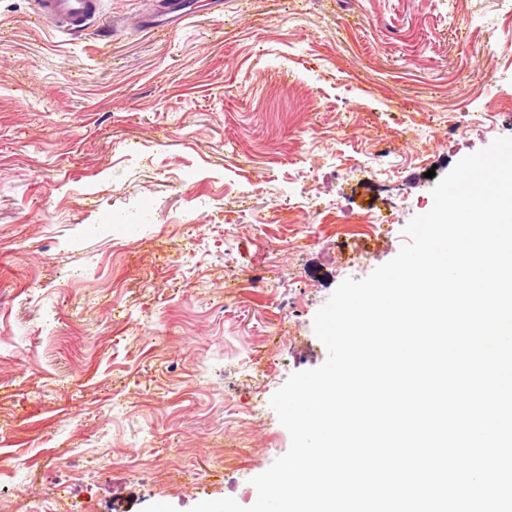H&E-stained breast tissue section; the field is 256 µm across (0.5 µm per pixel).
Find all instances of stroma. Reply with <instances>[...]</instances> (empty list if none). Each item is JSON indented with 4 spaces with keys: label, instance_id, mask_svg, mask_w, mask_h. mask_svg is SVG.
<instances>
[{
    "label": "stroma",
    "instance_id": "obj_1",
    "mask_svg": "<svg viewBox=\"0 0 512 512\" xmlns=\"http://www.w3.org/2000/svg\"><path fill=\"white\" fill-rule=\"evenodd\" d=\"M158 4L0 0V512L253 505L316 312L512 136V0ZM99 1L36 0L37 16L42 20L66 25L69 30H77L89 25L99 16Z\"/></svg>",
    "mask_w": 512,
    "mask_h": 512
}]
</instances>
